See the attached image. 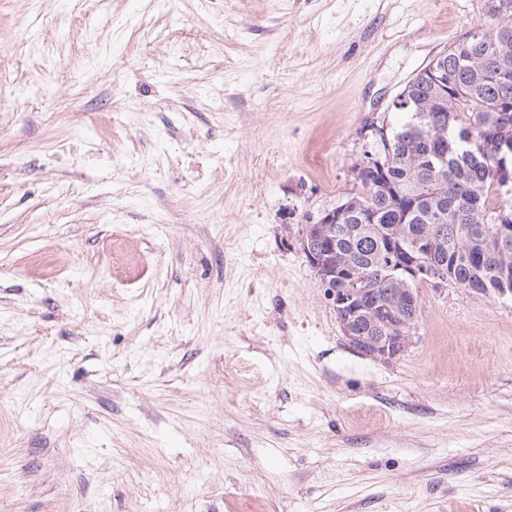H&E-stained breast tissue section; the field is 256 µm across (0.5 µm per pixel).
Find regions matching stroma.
<instances>
[{
	"label": "stroma",
	"mask_w": 512,
	"mask_h": 512,
	"mask_svg": "<svg viewBox=\"0 0 512 512\" xmlns=\"http://www.w3.org/2000/svg\"><path fill=\"white\" fill-rule=\"evenodd\" d=\"M482 0H0V512H512V298L346 344L302 225Z\"/></svg>",
	"instance_id": "obj_1"
}]
</instances>
